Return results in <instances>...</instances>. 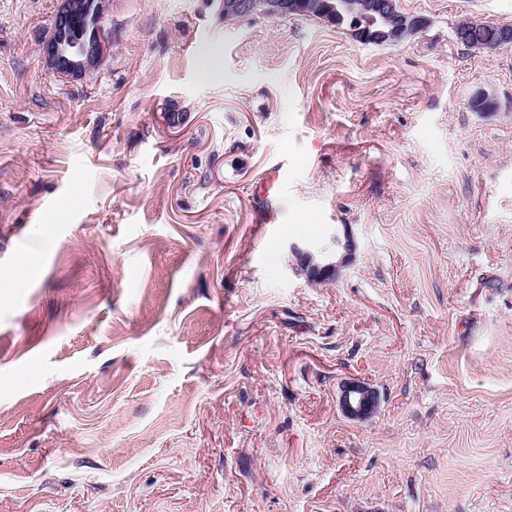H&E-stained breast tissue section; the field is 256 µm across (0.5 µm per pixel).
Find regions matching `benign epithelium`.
Wrapping results in <instances>:
<instances>
[{
    "mask_svg": "<svg viewBox=\"0 0 512 512\" xmlns=\"http://www.w3.org/2000/svg\"><path fill=\"white\" fill-rule=\"evenodd\" d=\"M307 0H221L224 20H236L273 14H301ZM112 8V0H58L50 30L41 43V53L48 68L66 80L95 79L110 56L112 37L104 21ZM317 18L334 26L346 25L359 42L401 44L429 25L420 16L400 11L397 0H323ZM489 30L488 42L472 40L473 34ZM454 39L473 48L512 46V27L485 21L469 20L456 28ZM299 258L301 269L313 281L331 278L336 267L319 265L309 249L291 247ZM378 395L366 383L353 381L343 386L342 411L354 419H366L378 406Z\"/></svg>",
    "mask_w": 512,
    "mask_h": 512,
    "instance_id": "benign-epithelium-1",
    "label": "benign epithelium"
}]
</instances>
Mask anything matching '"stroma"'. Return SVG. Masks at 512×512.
I'll return each instance as SVG.
<instances>
[{
  "label": "stroma",
  "instance_id": "obj_1",
  "mask_svg": "<svg viewBox=\"0 0 512 512\" xmlns=\"http://www.w3.org/2000/svg\"><path fill=\"white\" fill-rule=\"evenodd\" d=\"M56 3L0 0V512H512V47L453 34L512 0H112L90 82ZM57 2L50 30L41 43L42 57L60 78L92 81L111 53L112 37L104 21L112 0ZM308 0H222L221 13L224 22L254 16H266L273 14H294L300 16L301 10L308 7ZM321 4L318 19L348 26L351 36L362 43L401 44L429 25L424 17L400 11L397 0H323ZM292 252L299 258L301 269L312 281H324L331 278L336 271L335 265H319L314 263V254L310 249L303 250L298 246H292ZM378 402L376 391L361 381L345 384L340 398L343 412L354 419L368 418L377 409Z\"/></svg>",
  "mask_w": 512,
  "mask_h": 512
}]
</instances>
